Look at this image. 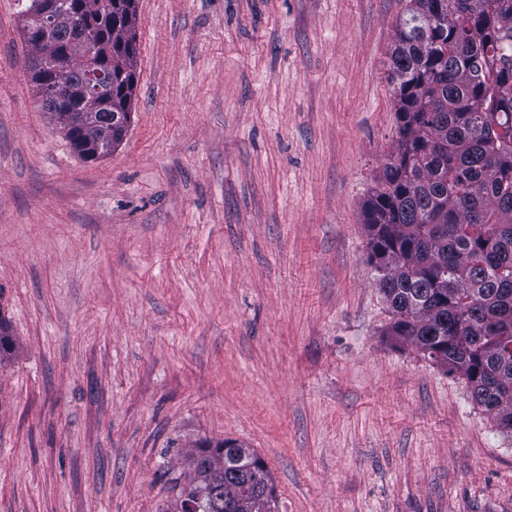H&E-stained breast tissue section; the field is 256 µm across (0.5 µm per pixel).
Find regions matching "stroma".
Returning a JSON list of instances; mask_svg holds the SVG:
<instances>
[{
    "label": "stroma",
    "instance_id": "stroma-1",
    "mask_svg": "<svg viewBox=\"0 0 512 512\" xmlns=\"http://www.w3.org/2000/svg\"><path fill=\"white\" fill-rule=\"evenodd\" d=\"M407 0H136L130 127L81 158L0 0V512H165L206 442L278 512H512V441L385 334L362 209Z\"/></svg>",
    "mask_w": 512,
    "mask_h": 512
}]
</instances>
